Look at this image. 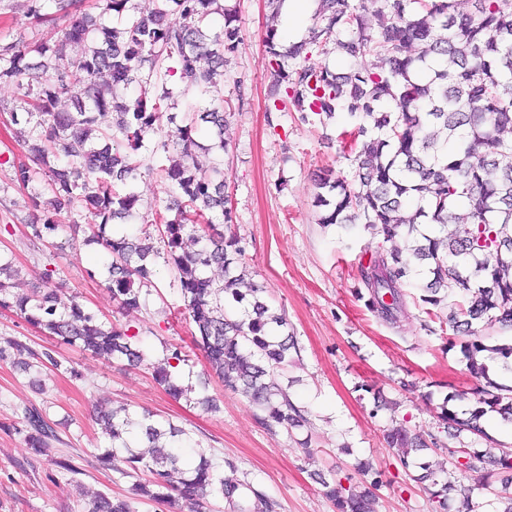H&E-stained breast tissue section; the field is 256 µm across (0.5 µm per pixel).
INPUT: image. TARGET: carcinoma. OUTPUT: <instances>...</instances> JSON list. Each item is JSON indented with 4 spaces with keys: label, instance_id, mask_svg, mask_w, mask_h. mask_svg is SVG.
<instances>
[{
    "label": "carcinoma",
    "instance_id": "obj_1",
    "mask_svg": "<svg viewBox=\"0 0 512 512\" xmlns=\"http://www.w3.org/2000/svg\"><path fill=\"white\" fill-rule=\"evenodd\" d=\"M55 15L43 12L44 2ZM30 14L38 24L74 16L53 42L33 46L0 45V82L15 84L31 98L36 129L27 132L33 165H13L14 180L27 184L48 178L51 198L43 223L32 224L35 238L58 228L55 215L75 201L97 227L96 241L112 256L108 288L127 309L141 307L148 280L147 263L165 247L178 272V286L195 345L224 388L255 407L266 428L289 430L305 422L302 410L273 379L299 353L288 333L285 315L270 311L265 289L237 288L235 274L244 248L240 240L217 230L232 222L224 195L226 178L219 165L200 167L196 151L223 150L225 55L239 43L236 12L220 0H162L143 17H127L108 26L86 15L82 0H34ZM474 11L461 13L455 0H320L309 38L284 49L277 29L267 28L264 47L271 61L267 97L273 109L286 104L304 123L343 115L337 139L341 153L355 157L348 175L331 167L318 176L315 206L319 224H362L382 242L405 240V249H382L361 267L367 307L378 318L396 323L405 312L407 288L421 291L420 301L447 307L455 334L473 335V325L512 328V0H472ZM224 19L215 29L211 17ZM381 19L374 27L369 16ZM334 44L355 61L339 72L311 57ZM370 58L367 64L356 60ZM178 76L179 94L199 103L200 120L211 125L215 142L198 143L193 126L178 129L176 139L151 153L164 154L174 206L152 214L162 227L131 240L106 234L108 225L132 214L137 201L127 191L142 174L137 151L159 124L173 91L167 77ZM137 84L140 95L130 104L115 101L114 90ZM70 95L73 109L58 108ZM131 152L114 148L115 138ZM457 223L454 233L445 228ZM197 248H182L183 237ZM224 270L217 281L209 270ZM11 266L0 263V308L14 309L57 341L97 356L141 363L145 354L138 334L128 326L106 329L99 317L79 303L59 309L52 290L30 295L11 293ZM467 369L477 380L475 407L459 416L441 407L448 428L488 437L481 423L487 412L512 422V386L487 375L478 356L491 351L508 359L512 342L489 346L476 337L461 346ZM186 361L175 347L152 365L154 380L174 398L191 388L176 382L173 363ZM95 421L111 441L100 457L103 467L135 479L132 493L150 501L183 502L190 512H206L211 497L226 500L230 512H251L248 496L265 512L273 502L237 477L230 463L219 466L205 455L187 460L173 452L184 430L152 419L119 417L112 409L96 411ZM25 439L34 453H50L54 428L27 410ZM385 441L398 450L400 464L425 447L418 434L402 424L386 430ZM461 468L475 471L485 454L458 450ZM374 478L361 491L322 480L336 512H375ZM85 512H134L131 504L106 492L93 495Z\"/></svg>",
    "mask_w": 512,
    "mask_h": 512
}]
</instances>
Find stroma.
I'll list each match as a JSON object with an SVG mask.
<instances>
[{
	"mask_svg": "<svg viewBox=\"0 0 512 512\" xmlns=\"http://www.w3.org/2000/svg\"><path fill=\"white\" fill-rule=\"evenodd\" d=\"M238 15L241 41L224 60L226 150L199 153L206 166L221 164L227 179L233 221L225 235L245 248L247 279L265 289V300L284 311L300 348L298 361L280 372L294 403L304 410L305 426L267 430L257 411L205 378V360L192 344L177 288V270L167 256L154 258L141 306L124 310L108 288L110 260L92 241L81 206L58 215V230L43 238L31 225L43 213L34 201H47L48 186L37 180L20 187L12 162L27 151L17 140L26 121V97L12 83L0 84V260L16 269L14 293H31L44 269L62 304L76 301L106 324L131 325L139 332L147 361L138 366L109 361L79 348L57 344L15 311L0 308V346L16 339L34 350H54L60 368L17 366L0 360V512H84L97 492L125 493L130 479L103 469L98 457L108 447L93 412L99 407L147 411L186 432L184 451L199 450L218 462H232L240 479L277 503L275 512H335L323 494L322 479L349 486L361 481L360 464L376 473V512H435L434 481L468 488L473 512H500L501 478L491 467L458 468L460 448L512 452V424L489 431V440L453 436L438 415L443 402L471 408L476 381L461 353L464 336H452L408 303L400 322H383L364 305L360 266L381 246L363 225L322 227L313 205L319 166L350 173L352 161L340 154L335 127L300 122L296 113L268 111L272 68L263 37L279 25L266 0H226ZM28 0H0V44L52 41L55 27L31 24ZM192 100L179 98L173 117L161 120L150 143L173 139L180 126L193 124L194 137L208 143L210 129L196 121ZM139 201L121 232L140 234L144 222L165 201L158 175L138 179ZM188 357L176 373L194 388L189 398L168 395L152 377L151 363L171 347ZM26 409L40 411L60 441L50 455H38L18 432ZM435 438L436 444L401 466L383 434L394 423ZM70 457L78 474L59 472L53 458Z\"/></svg>",
	"mask_w": 512,
	"mask_h": 512,
	"instance_id": "35a3bbf8",
	"label": "stroma"
}]
</instances>
